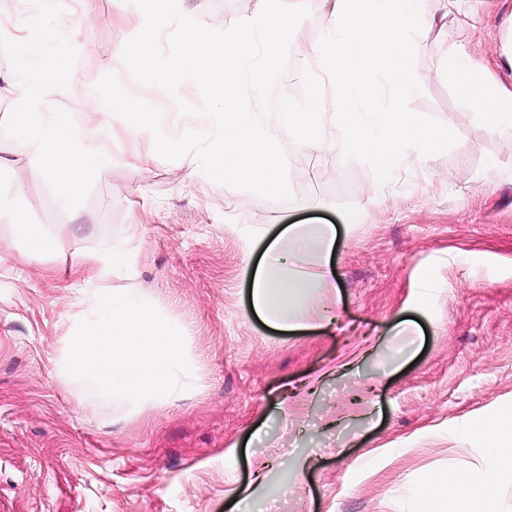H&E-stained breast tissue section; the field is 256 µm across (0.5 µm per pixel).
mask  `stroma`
<instances>
[{"label":"stroma","mask_w":512,"mask_h":512,"mask_svg":"<svg viewBox=\"0 0 512 512\" xmlns=\"http://www.w3.org/2000/svg\"><path fill=\"white\" fill-rule=\"evenodd\" d=\"M179 6L225 30L258 15L263 0ZM427 7L445 26L418 37L422 91L409 107L465 135L431 156L430 180L409 172L399 199L362 162L291 146L289 201L220 184L181 156L144 171L130 157L149 148L151 132L133 141L114 122L104 132L111 167L68 211L35 145L0 134V195L56 243L25 261L18 240L0 261V512H230L233 490L252 479L250 452L277 464L259 492L265 512H418L421 485L482 458L467 427L493 411L512 415V152L440 60L449 47L466 49L512 88V0H470L466 21L446 0ZM81 11L82 28L65 18L58 26L89 86L114 74L163 112L164 132L194 122L210 131L194 83L172 96L125 66V36L143 17L134 0H65V17ZM362 207L366 221L342 229L345 213ZM298 220L340 227L336 287L322 291L334 318L285 333L248 312L243 235ZM133 222L131 267L93 286L156 302L198 357L197 386L143 412L81 406L53 366L61 336L86 312L70 270ZM408 317L423 329L416 353L380 377V361L406 342L395 326ZM313 382L317 395L281 419V400ZM232 441L247 452L226 454Z\"/></svg>","instance_id":"1"}]
</instances>
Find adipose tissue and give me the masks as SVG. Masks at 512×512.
Instances as JSON below:
<instances>
[{
	"mask_svg": "<svg viewBox=\"0 0 512 512\" xmlns=\"http://www.w3.org/2000/svg\"><path fill=\"white\" fill-rule=\"evenodd\" d=\"M444 68L449 82L504 143L512 146V89L499 84L495 71L478 72L475 59L457 49L449 50ZM191 138L188 132L155 135L149 150L134 154L133 160L147 170L164 158L189 155ZM18 236L25 240L27 259L54 248L51 237L0 198V243ZM136 236V225H129L120 244L84 256L72 271L71 287L89 284L112 269L129 265ZM337 237L333 224H286L274 234L261 229L247 234V251L261 253L256 265L243 270L252 312L279 331L302 328L305 314L321 310L320 289L336 285L332 255ZM470 432L483 440L485 461L495 463V470L477 463L466 472L437 477L418 493L420 512H500L499 477H512V448L505 444L506 437H512V422L497 417L471 427Z\"/></svg>",
	"mask_w": 512,
	"mask_h": 512,
	"instance_id": "obj_1",
	"label": "adipose tissue"
}]
</instances>
